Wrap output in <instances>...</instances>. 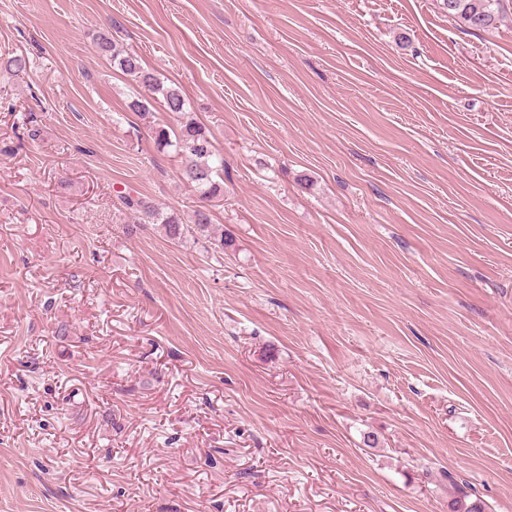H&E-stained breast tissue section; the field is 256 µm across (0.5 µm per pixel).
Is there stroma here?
I'll list each match as a JSON object with an SVG mask.
<instances>
[{"label": "stroma", "instance_id": "obj_1", "mask_svg": "<svg viewBox=\"0 0 512 512\" xmlns=\"http://www.w3.org/2000/svg\"><path fill=\"white\" fill-rule=\"evenodd\" d=\"M504 6L0 0V512H512ZM105 30L185 113L129 110ZM189 120L207 201L156 142ZM504 0H443L448 16L461 28L488 30L502 20ZM159 145L173 146L181 159L180 175L188 184L202 192V197L210 199L221 192L220 184L214 180L219 171H224V158L216 154L210 136L201 126L187 121L171 141L168 131H158ZM123 207L134 215L136 224H158L164 229L167 238L178 242L183 241L187 236L195 235L213 239L217 242L220 254L224 255V249L233 246V239L224 237V230L219 232V224H212L211 211L205 205H197L191 213L184 214L170 213L140 198L131 195H119ZM455 495L448 500V512H485L486 504L480 498L471 500L472 494L457 483L451 482Z\"/></svg>", "mask_w": 512, "mask_h": 512}]
</instances>
